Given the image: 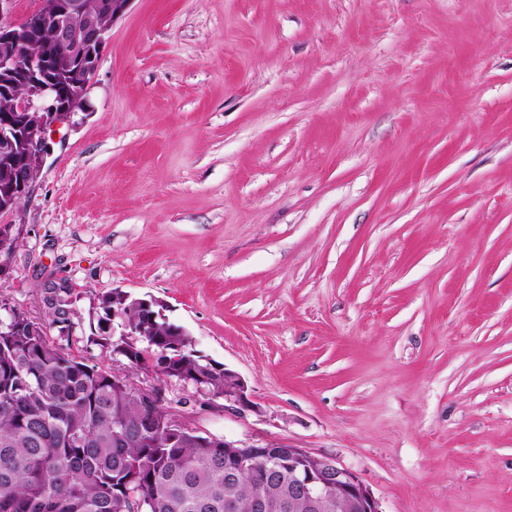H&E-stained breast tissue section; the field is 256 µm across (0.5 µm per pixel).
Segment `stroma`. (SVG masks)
<instances>
[{
  "mask_svg": "<svg viewBox=\"0 0 512 512\" xmlns=\"http://www.w3.org/2000/svg\"><path fill=\"white\" fill-rule=\"evenodd\" d=\"M0 280L70 349L154 298L251 411L178 422L334 457L382 512H512V0H132L47 140ZM66 290L67 288H59V291L63 292L64 295H56V302H52V325L57 328L60 340L66 341L68 346L72 333L76 328L74 318L79 317L77 316V312L73 309L74 303L71 300L70 293Z\"/></svg>",
  "mask_w": 512,
  "mask_h": 512,
  "instance_id": "obj_1",
  "label": "stroma"
}]
</instances>
